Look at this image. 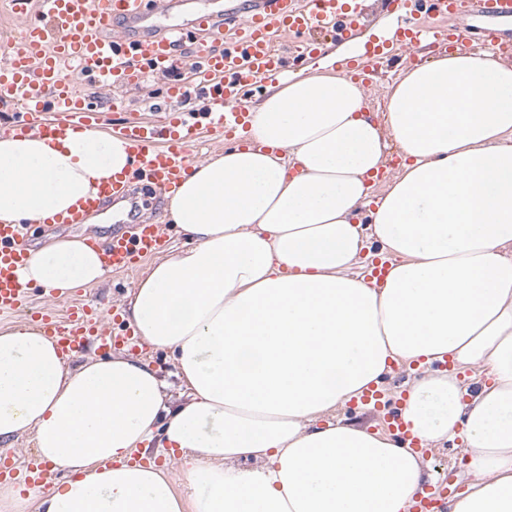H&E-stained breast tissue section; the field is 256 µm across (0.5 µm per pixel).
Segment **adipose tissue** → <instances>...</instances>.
Returning <instances> with one entry per match:
<instances>
[{
    "instance_id": "adipose-tissue-1",
    "label": "adipose tissue",
    "mask_w": 512,
    "mask_h": 512,
    "mask_svg": "<svg viewBox=\"0 0 512 512\" xmlns=\"http://www.w3.org/2000/svg\"><path fill=\"white\" fill-rule=\"evenodd\" d=\"M366 99L328 63L280 79L248 109L247 145L168 193L192 245L153 262L123 316L170 352L179 396L144 361L73 364L32 324L0 329V444L33 433L68 473L35 512H410L421 454L340 414L395 364L410 432L464 438L471 480L447 512H512V62L443 54L386 84L381 120ZM131 167L96 130L1 137L0 222L53 223ZM375 245L378 283L359 270ZM108 274L73 237L33 250L21 279L51 295ZM151 451L185 489L132 463Z\"/></svg>"
}]
</instances>
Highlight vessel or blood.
<instances>
[{
  "mask_svg": "<svg viewBox=\"0 0 512 512\" xmlns=\"http://www.w3.org/2000/svg\"><path fill=\"white\" fill-rule=\"evenodd\" d=\"M421 1L386 0L399 23L365 43L359 61L362 75H371L396 44L413 48L446 40L462 50L480 40L491 50L512 53V41L492 26L496 20L512 21V0H425L430 14L426 21L417 16ZM9 13L25 25L5 41L0 88L6 89L24 116L18 132L35 131L53 141L94 128L99 122L97 111L77 94L76 82L139 83L145 72L169 68L184 34L179 25L153 33L147 23V0H9ZM220 19L233 27L235 40L219 53L200 47L195 90L208 107L209 125L229 133L244 125L246 91L285 67L283 55L273 45L274 31L307 35L303 49L313 53L319 49L317 33L330 31L347 38L364 26L366 11L364 0H242L240 6L224 10L222 18L210 13L199 16L196 25L212 31ZM120 21L127 24V31L115 32ZM65 63L73 66V80L61 76ZM197 135L193 112L171 113L161 128L133 121L121 132L131 146L140 178L161 194L176 187L187 170ZM127 189L120 175L103 182L67 216V223H82L89 214L124 197ZM166 249L158 225L138 224L132 235L113 236L103 259L113 271L126 273ZM30 259L26 225L0 224L1 313L27 308V287L19 271ZM35 323L63 354H76L90 345L107 354L112 351L114 338L103 328L102 315L93 306L72 307L63 319L44 311ZM0 479L42 488L49 474L36 457H27L18 467L11 456L0 455ZM445 494L442 488L425 490L413 512H445Z\"/></svg>",
  "mask_w": 512,
  "mask_h": 512,
  "instance_id": "b4317fda",
  "label": "vessel or blood"
}]
</instances>
